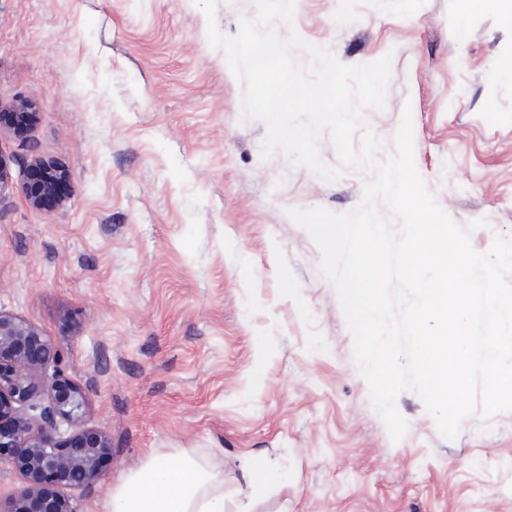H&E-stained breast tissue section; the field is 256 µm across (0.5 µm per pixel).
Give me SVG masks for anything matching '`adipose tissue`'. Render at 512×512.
<instances>
[{
    "label": "adipose tissue",
    "instance_id": "obj_1",
    "mask_svg": "<svg viewBox=\"0 0 512 512\" xmlns=\"http://www.w3.org/2000/svg\"><path fill=\"white\" fill-rule=\"evenodd\" d=\"M109 512H224V473L187 458H149L117 487Z\"/></svg>",
    "mask_w": 512,
    "mask_h": 512
}]
</instances>
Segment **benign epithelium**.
Returning <instances> with one entry per match:
<instances>
[{
    "label": "benign epithelium",
    "mask_w": 512,
    "mask_h": 512,
    "mask_svg": "<svg viewBox=\"0 0 512 512\" xmlns=\"http://www.w3.org/2000/svg\"><path fill=\"white\" fill-rule=\"evenodd\" d=\"M23 193L29 205L43 210L47 201L62 207L68 200L58 177L29 164L23 172ZM58 344L34 324L0 310V448H17L8 464L19 472L22 486L0 502V512H73L68 497L45 487V476L79 489L103 483L107 475L100 458L109 454L108 436L83 429L61 437L59 427H78L86 413L82 387L61 368Z\"/></svg>",
    "instance_id": "benign-epithelium-1"
}]
</instances>
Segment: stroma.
I'll use <instances>...</instances> for the list:
<instances>
[{
	"instance_id": "stroma-1",
	"label": "stroma",
	"mask_w": 512,
	"mask_h": 512,
	"mask_svg": "<svg viewBox=\"0 0 512 512\" xmlns=\"http://www.w3.org/2000/svg\"><path fill=\"white\" fill-rule=\"evenodd\" d=\"M466 13L465 33L455 20ZM254 0H0V107L36 102L23 135L0 130L14 181L40 160L69 170L54 211L0 200V310L63 350L105 432L108 488L71 491L107 512L111 490L156 456L224 462L225 512H512V411L444 439L420 398L392 440L353 359L321 252L291 208L355 209L365 183L327 137L337 176L263 158L225 35ZM349 65L390 57L383 107L364 124L393 152L411 110L414 159L439 205L474 224V251L512 238V28L480 0H295L292 25ZM282 474L245 500L241 464Z\"/></svg>"
}]
</instances>
